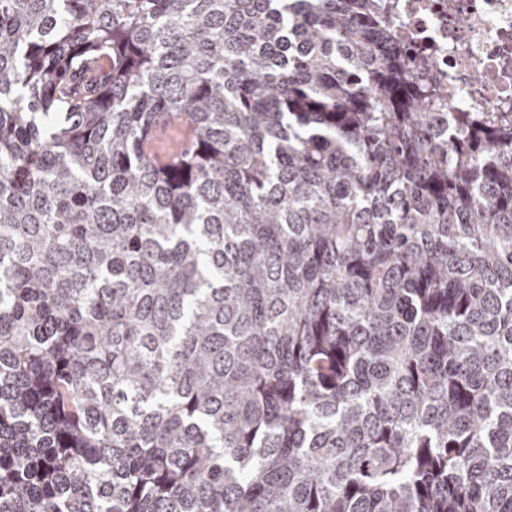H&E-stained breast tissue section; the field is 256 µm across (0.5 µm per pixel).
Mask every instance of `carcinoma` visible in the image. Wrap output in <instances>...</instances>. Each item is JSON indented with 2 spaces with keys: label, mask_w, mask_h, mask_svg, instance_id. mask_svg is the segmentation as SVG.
Returning <instances> with one entry per match:
<instances>
[{
  "label": "carcinoma",
  "mask_w": 512,
  "mask_h": 512,
  "mask_svg": "<svg viewBox=\"0 0 512 512\" xmlns=\"http://www.w3.org/2000/svg\"><path fill=\"white\" fill-rule=\"evenodd\" d=\"M428 68L374 0H0V512H512V118Z\"/></svg>",
  "instance_id": "carcinoma-1"
}]
</instances>
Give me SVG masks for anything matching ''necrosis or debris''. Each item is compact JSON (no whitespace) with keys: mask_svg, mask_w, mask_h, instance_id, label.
<instances>
[{"mask_svg":"<svg viewBox=\"0 0 512 512\" xmlns=\"http://www.w3.org/2000/svg\"><path fill=\"white\" fill-rule=\"evenodd\" d=\"M396 35L436 60L439 112L512 113V0H393Z\"/></svg>","mask_w":512,"mask_h":512,"instance_id":"necrosis-or-debris-1","label":"necrosis or debris"}]
</instances>
